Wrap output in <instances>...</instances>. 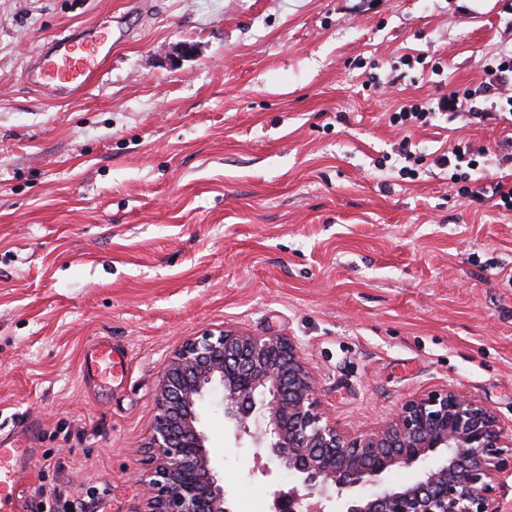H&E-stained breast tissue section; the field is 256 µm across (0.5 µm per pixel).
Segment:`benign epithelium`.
<instances>
[{
	"label": "benign epithelium",
	"mask_w": 512,
	"mask_h": 512,
	"mask_svg": "<svg viewBox=\"0 0 512 512\" xmlns=\"http://www.w3.org/2000/svg\"><path fill=\"white\" fill-rule=\"evenodd\" d=\"M208 397L292 477L273 493L275 512H497L512 478V439L472 396L437 389L408 400L379 431L348 436L319 411L291 338L226 329L186 340L168 359L156 391L155 466L142 480L147 512H229L198 428ZM413 466L415 482L383 486L384 474Z\"/></svg>",
	"instance_id": "benign-epithelium-1"
}]
</instances>
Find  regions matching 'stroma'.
<instances>
[{"label": "stroma", "instance_id": "stroma-1", "mask_svg": "<svg viewBox=\"0 0 512 512\" xmlns=\"http://www.w3.org/2000/svg\"><path fill=\"white\" fill-rule=\"evenodd\" d=\"M137 2L0 0V443L25 425L40 451L15 512L52 483L55 512H146L156 388L208 330L293 338L345 434L445 386L512 432V212L432 159L501 131L389 124L406 95L478 85L512 47V0ZM86 28L112 46L92 86L32 91L51 42ZM406 135L414 177L382 161ZM96 340L124 372L84 379ZM199 428L231 512H269L286 471L255 473L264 449L216 403Z\"/></svg>", "mask_w": 512, "mask_h": 512}]
</instances>
